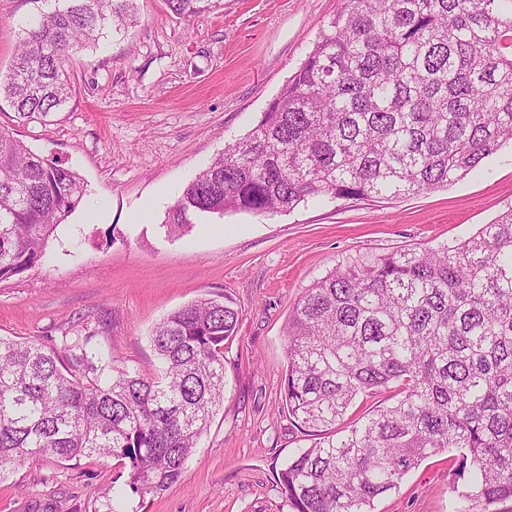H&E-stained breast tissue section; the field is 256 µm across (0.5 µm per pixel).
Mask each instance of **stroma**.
Returning <instances> with one entry per match:
<instances>
[{
  "label": "stroma",
  "instance_id": "1",
  "mask_svg": "<svg viewBox=\"0 0 512 512\" xmlns=\"http://www.w3.org/2000/svg\"><path fill=\"white\" fill-rule=\"evenodd\" d=\"M191 20L137 0L135 25L73 54V95L0 130L61 160L87 185L42 265L0 282V336L61 348L82 333L116 369L158 374L150 342L166 314L226 294L240 312L224 347V403L175 484L139 499L112 458L27 460L0 478V512H289L276 475L306 447L282 408L284 326L293 304L336 265L366 253L452 245L512 207V145L445 188L394 199L316 200L271 215L192 216L169 235L183 188L247 134L304 61L343 0H213ZM37 0H0L7 70ZM451 453L425 459L374 512H448Z\"/></svg>",
  "mask_w": 512,
  "mask_h": 512
}]
</instances>
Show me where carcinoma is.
Instances as JSON below:
<instances>
[{"label": "carcinoma", "instance_id": "cac0c4a2", "mask_svg": "<svg viewBox=\"0 0 512 512\" xmlns=\"http://www.w3.org/2000/svg\"><path fill=\"white\" fill-rule=\"evenodd\" d=\"M0 103L46 115L72 95L71 52L136 22V0H39ZM181 19L212 0H166ZM512 141V0H344L259 123L182 190L188 215L290 212L312 199L446 187ZM86 185L0 130V281L38 265ZM240 311L200 298L151 333L157 378L78 336H0V475L33 457L112 456L144 499L177 482L224 402ZM283 408L307 437L278 480L291 512H374L430 456L456 451L452 512H512V209L452 246L361 255L314 282L285 326ZM393 390L346 422L361 396Z\"/></svg>", "mask_w": 512, "mask_h": 512}]
</instances>
